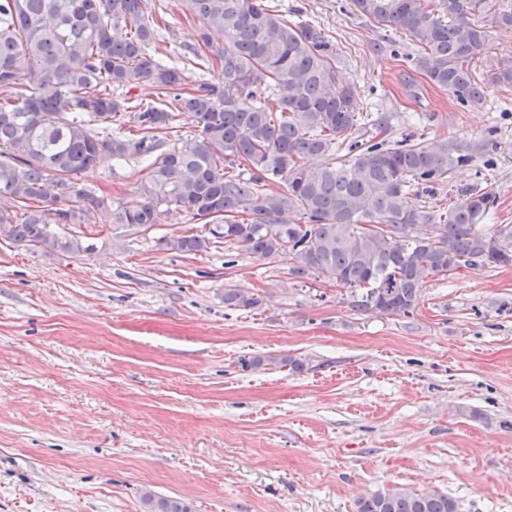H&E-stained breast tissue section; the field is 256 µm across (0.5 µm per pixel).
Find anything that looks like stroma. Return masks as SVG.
I'll list each match as a JSON object with an SVG mask.
<instances>
[{"label":"stroma","mask_w":512,"mask_h":512,"mask_svg":"<svg viewBox=\"0 0 512 512\" xmlns=\"http://www.w3.org/2000/svg\"><path fill=\"white\" fill-rule=\"evenodd\" d=\"M146 2L183 87L209 79L183 58L200 20L180 0ZM274 6L332 41L386 145L471 155L419 204L487 192L485 226L512 225V87L460 105L413 69L404 32L352 0ZM146 166L116 162L81 182L117 202ZM197 229L172 207L129 234L107 206L91 224L50 227L90 253L0 236V512H146L148 491L193 512H356L394 485L447 493L460 512H512V265L429 276L405 316L362 313L348 288L295 278L288 259L160 244ZM228 288L262 303L226 306Z\"/></svg>","instance_id":"obj_1"}]
</instances>
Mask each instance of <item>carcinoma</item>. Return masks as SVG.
Segmentation results:
<instances>
[{
    "instance_id": "obj_1",
    "label": "carcinoma",
    "mask_w": 512,
    "mask_h": 512,
    "mask_svg": "<svg viewBox=\"0 0 512 512\" xmlns=\"http://www.w3.org/2000/svg\"><path fill=\"white\" fill-rule=\"evenodd\" d=\"M202 22L215 81L181 88L180 71L149 53L156 18L144 0H0V235L62 254L92 250L77 237L51 236L50 224H89L108 197L79 175L128 158L149 160L133 198L113 223L145 234L160 206L191 211L196 234L166 238L171 250L200 253L216 244L259 259L286 257L296 278L315 274L350 288V307L408 315L425 279L478 264H512V226L489 236L480 219L489 193L462 191L446 210H423L415 189L439 184L470 161L447 145L386 147L359 140L354 90L336 77V49L315 26L271 12L265 0H181ZM384 27L421 47L415 69L462 104H480L486 84L473 62L485 25L512 29V0H354ZM512 85V62L489 70ZM149 81L169 102L131 104ZM188 139L169 140L181 116ZM128 122L137 134L112 126ZM348 146L352 159L336 162ZM307 155L325 158L306 167ZM240 160L252 174L226 170ZM282 180L287 191L269 188ZM299 214L302 224L287 216ZM259 297L224 289V304L253 308ZM147 512H191L174 499L143 496ZM356 512H459L445 493L378 490Z\"/></svg>"
}]
</instances>
